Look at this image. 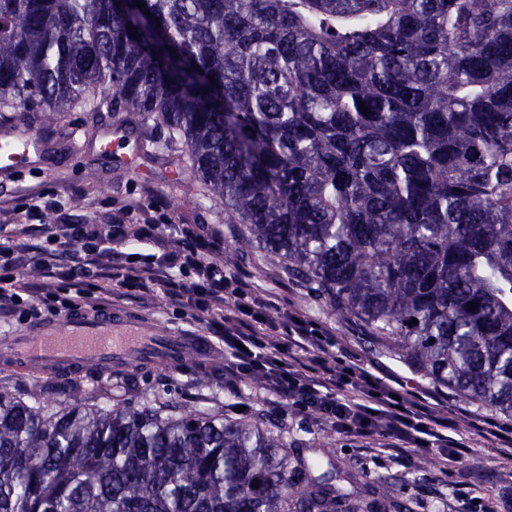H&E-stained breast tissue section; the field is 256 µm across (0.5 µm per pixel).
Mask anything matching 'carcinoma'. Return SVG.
I'll list each match as a JSON object with an SVG mask.
<instances>
[{"mask_svg":"<svg viewBox=\"0 0 512 512\" xmlns=\"http://www.w3.org/2000/svg\"><path fill=\"white\" fill-rule=\"evenodd\" d=\"M141 2L0 0V112L153 123L243 226L227 259L260 249L512 416V0ZM62 393L0 391V512L362 509L249 420Z\"/></svg>","mask_w":512,"mask_h":512,"instance_id":"cac0c4a2","label":"carcinoma"}]
</instances>
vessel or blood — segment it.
<instances>
[{
  "label": "vessel or blood",
  "mask_w": 512,
  "mask_h": 512,
  "mask_svg": "<svg viewBox=\"0 0 512 512\" xmlns=\"http://www.w3.org/2000/svg\"><path fill=\"white\" fill-rule=\"evenodd\" d=\"M42 149L41 139L19 127L0 134V169L15 170ZM0 335L13 342L24 362L41 368L61 362L107 364L146 349L165 360L182 348L180 340L159 335L156 328L121 318L111 311L93 316L69 314L50 320L35 333H17L0 324Z\"/></svg>",
  "instance_id": "b4317fda"
}]
</instances>
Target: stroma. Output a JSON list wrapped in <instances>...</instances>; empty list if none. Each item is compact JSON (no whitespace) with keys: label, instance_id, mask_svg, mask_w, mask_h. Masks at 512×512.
<instances>
[{"label":"stroma","instance_id":"1","mask_svg":"<svg viewBox=\"0 0 512 512\" xmlns=\"http://www.w3.org/2000/svg\"><path fill=\"white\" fill-rule=\"evenodd\" d=\"M117 123L108 112L97 118L74 109L58 113L50 125L42 123L39 113L27 114L26 128L43 139L46 147L25 169L0 171V225L26 223L31 196L43 193L65 201L61 215L70 223L91 219L107 224L113 217L124 215L132 224L149 220L156 224L219 225L224 237L213 246L211 255L224 261L226 252L237 243L240 227L225 223L223 204L212 201L201 206L181 195L176 185L191 179V170L148 158L150 133L143 128H135L120 145L121 153L134 156L135 168L100 155L98 138ZM237 266L254 275L256 292L268 303V315L302 310L332 332L337 348L361 356L371 372L395 389L435 394L442 414L456 422L461 438L467 441L462 465L444 470L432 454L397 457L376 449L369 451L362 438L317 425L308 414L286 402L271 404L266 390L225 374L224 355L213 346L206 326L194 321L189 311L173 307L162 294L143 305L117 292L111 308L125 319L151 323L163 333L179 337L184 356L164 362L138 359L112 365L96 375L85 368L72 371L62 366L36 373L14 357L5 342L0 343V391L23 398L35 387L52 392L70 385L84 390L90 405L155 409L165 415L189 408L232 420L241 414L261 427L282 432L288 440L289 459L301 456L309 462L318 461L316 475L331 478L346 491L367 498L384 494L394 501L406 500L413 512H458L455 492L465 481L483 505L494 507L495 512H512V479L502 477L490 441L469 437L472 423L490 418L512 430V417L491 415L478 402L433 384L417 373L391 342L370 343L358 318L336 316L326 299L289 277L283 264L269 261L261 251H254ZM245 393L251 405L243 409L239 401Z\"/></svg>","mask_w":512,"mask_h":512}]
</instances>
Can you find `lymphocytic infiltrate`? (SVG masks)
I'll return each instance as SVG.
<instances>
[{"instance_id":"1","label":"lymphocytic infiltrate","mask_w":512,"mask_h":512,"mask_svg":"<svg viewBox=\"0 0 512 512\" xmlns=\"http://www.w3.org/2000/svg\"><path fill=\"white\" fill-rule=\"evenodd\" d=\"M19 247L0 238V307L59 314L95 306L115 288L160 289L195 319L215 326L232 355L231 371L299 407L332 429L369 437L408 455L436 453L441 468L461 463L464 445L443 431L426 397H395L392 386L360 359L340 364L331 342L297 312L272 319L240 274L214 261L194 224H55L38 247L46 279L41 297L26 298L15 274ZM69 279L73 295L56 281Z\"/></svg>"}]
</instances>
